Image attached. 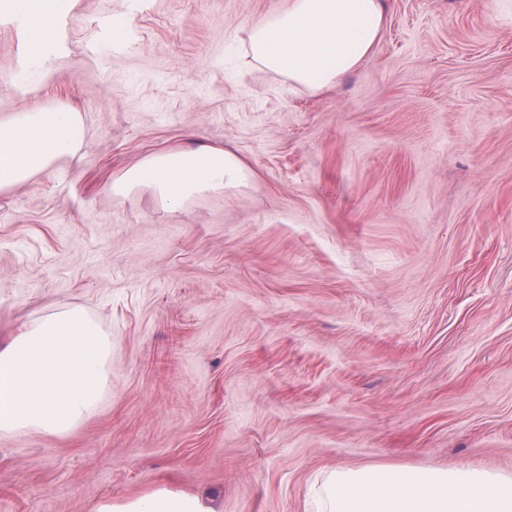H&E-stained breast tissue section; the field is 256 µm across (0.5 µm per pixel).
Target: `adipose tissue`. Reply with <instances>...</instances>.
<instances>
[{
  "label": "adipose tissue",
  "mask_w": 512,
  "mask_h": 512,
  "mask_svg": "<svg viewBox=\"0 0 512 512\" xmlns=\"http://www.w3.org/2000/svg\"><path fill=\"white\" fill-rule=\"evenodd\" d=\"M58 0H0L27 24L35 58L59 36ZM383 35L381 0H288L286 10L251 26L253 59L316 93L353 71ZM83 143L77 113L28 112L0 124V191L46 172ZM245 165L221 148L168 150L127 168L110 189L152 188L166 207L196 194L244 185ZM111 341L103 325L77 306L25 321L0 348V435L69 432L107 386ZM324 512H512V476L471 468L425 471L371 467L331 472L322 487ZM91 512H214L208 498L160 487L123 502L103 499Z\"/></svg>",
  "instance_id": "ef3b65f1"
}]
</instances>
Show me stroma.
<instances>
[{
	"label": "stroma",
	"mask_w": 512,
	"mask_h": 512,
	"mask_svg": "<svg viewBox=\"0 0 512 512\" xmlns=\"http://www.w3.org/2000/svg\"><path fill=\"white\" fill-rule=\"evenodd\" d=\"M287 6L66 0L39 63L0 13V123L85 129L0 191V346L70 305L111 334L90 414L0 436V512L161 485L312 512L337 469L512 475V0H382V39L315 94L248 51ZM200 145L248 184L175 211L107 189Z\"/></svg>",
	"instance_id": "stroma-1"
}]
</instances>
